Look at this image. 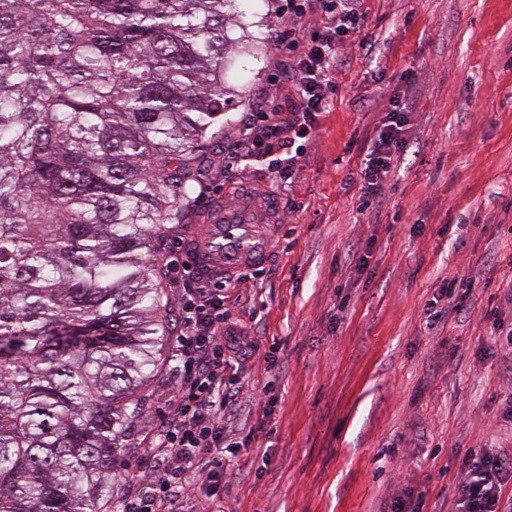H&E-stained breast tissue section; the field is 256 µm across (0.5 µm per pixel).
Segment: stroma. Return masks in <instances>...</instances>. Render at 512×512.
<instances>
[{
	"mask_svg": "<svg viewBox=\"0 0 512 512\" xmlns=\"http://www.w3.org/2000/svg\"><path fill=\"white\" fill-rule=\"evenodd\" d=\"M279 5L257 10L260 60L233 58L222 155L257 96L288 106ZM362 11L292 179L239 159L190 193L196 226L245 184L279 203L261 274L224 291V329L244 339L224 372L243 387L224 420L244 441L224 470L226 512H454L465 458L512 450V353L493 335L512 324V0ZM395 92L414 99L407 143L383 206L362 214L359 174ZM451 281L460 310L431 317ZM171 355L115 453L116 500L139 490L125 468L154 471L137 443L168 411Z\"/></svg>",
	"mask_w": 512,
	"mask_h": 512,
	"instance_id": "obj_1",
	"label": "stroma"
}]
</instances>
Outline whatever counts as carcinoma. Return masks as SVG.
<instances>
[{
	"instance_id": "1",
	"label": "carcinoma",
	"mask_w": 512,
	"mask_h": 512,
	"mask_svg": "<svg viewBox=\"0 0 512 512\" xmlns=\"http://www.w3.org/2000/svg\"><path fill=\"white\" fill-rule=\"evenodd\" d=\"M240 0H0V512H109L175 331L153 242L215 167Z\"/></svg>"
}]
</instances>
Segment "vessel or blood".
I'll return each instance as SVG.
<instances>
[{
    "instance_id": "obj_1",
    "label": "vessel or blood",
    "mask_w": 512,
    "mask_h": 512,
    "mask_svg": "<svg viewBox=\"0 0 512 512\" xmlns=\"http://www.w3.org/2000/svg\"><path fill=\"white\" fill-rule=\"evenodd\" d=\"M274 214L273 202L257 204L247 195L235 207L216 210L203 231L199 267L207 268L208 254L213 250L220 253L228 274L261 263L269 252Z\"/></svg>"
}]
</instances>
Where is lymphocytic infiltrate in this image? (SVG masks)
<instances>
[{"mask_svg": "<svg viewBox=\"0 0 512 512\" xmlns=\"http://www.w3.org/2000/svg\"><path fill=\"white\" fill-rule=\"evenodd\" d=\"M360 0H284L285 38L292 61L291 82L299 98L288 110L258 104L238 123L235 156L269 154L294 148L316 131L315 119L325 111L336 88L329 69L360 26ZM319 8L323 29L300 39L297 27L312 8ZM408 105L393 94L381 110L378 143L360 177L365 194H378L406 142ZM184 334L172 359L178 381L173 412L146 444L157 473L121 512H224V466L238 456V444L224 436V411L235 404L242 387L224 379V267L208 275L193 273L183 284ZM512 475V453L487 449L472 453L458 486L456 512H502V482ZM198 490L187 493L188 482Z\"/></svg>", "mask_w": 512, "mask_h": 512, "instance_id": "1", "label": "lymphocytic infiltrate"}]
</instances>
